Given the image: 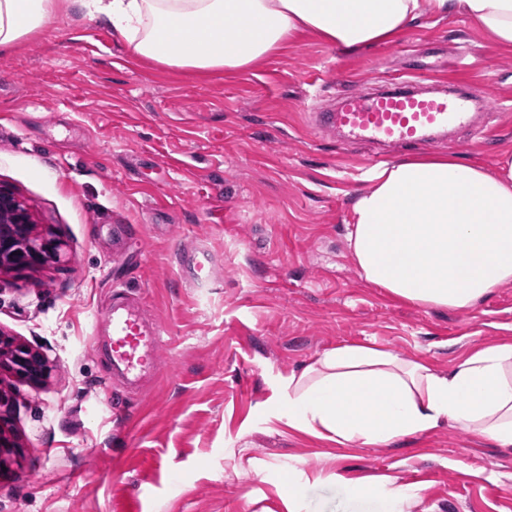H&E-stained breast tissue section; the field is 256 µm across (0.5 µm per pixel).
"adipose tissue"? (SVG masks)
I'll list each match as a JSON object with an SVG mask.
<instances>
[{
  "label": "adipose tissue",
  "instance_id": "1",
  "mask_svg": "<svg viewBox=\"0 0 512 512\" xmlns=\"http://www.w3.org/2000/svg\"><path fill=\"white\" fill-rule=\"evenodd\" d=\"M106 20L141 58L171 69L250 70L312 32L349 50L386 43L420 16H466L512 47V0H0V52L59 15ZM348 232L365 280L424 308L465 310L512 282V155L492 168L452 153L371 170ZM289 426L339 444L390 445L449 424L512 447V342L442 374L364 345L289 376Z\"/></svg>",
  "mask_w": 512,
  "mask_h": 512
}]
</instances>
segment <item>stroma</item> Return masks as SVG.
<instances>
[{
	"mask_svg": "<svg viewBox=\"0 0 512 512\" xmlns=\"http://www.w3.org/2000/svg\"><path fill=\"white\" fill-rule=\"evenodd\" d=\"M457 78L496 97L431 150L494 167L512 155V47L460 14L358 52L308 33L230 75L141 61L78 13L0 54V186L62 244L59 261L0 272V331L49 365L0 403L17 444L0 512H512V447L449 425L339 445L277 404L293 371L340 346L444 373L512 341V283L456 311L364 279L347 233L371 160L311 125L349 93ZM189 247L213 252L214 282L179 274ZM116 288L163 332L136 390L91 340ZM368 478L378 496L356 497Z\"/></svg>",
	"mask_w": 512,
	"mask_h": 512,
	"instance_id": "stroma-1",
	"label": "stroma"
}]
</instances>
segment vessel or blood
<instances>
[{"instance_id":"1","label":"vessel or blood","mask_w":512,"mask_h":512,"mask_svg":"<svg viewBox=\"0 0 512 512\" xmlns=\"http://www.w3.org/2000/svg\"><path fill=\"white\" fill-rule=\"evenodd\" d=\"M493 96L487 86L474 87L469 99L422 96L402 87L372 97L350 93L344 96L340 108L315 113L314 123L336 128L350 142L424 148L441 136L470 128V99L484 102ZM180 272L195 284L217 276L212 254L198 248L185 251ZM101 320L112 333V366L128 384H136L142 373L157 367L162 332L156 323L148 321L138 300L127 291H114Z\"/></svg>"}]
</instances>
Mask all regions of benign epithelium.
Wrapping results in <instances>:
<instances>
[{
	"mask_svg": "<svg viewBox=\"0 0 512 512\" xmlns=\"http://www.w3.org/2000/svg\"><path fill=\"white\" fill-rule=\"evenodd\" d=\"M61 243L36 230L31 215L15 194L0 187V271L39 266L60 255ZM19 382L37 384L48 372L42 353L0 331V372Z\"/></svg>",
	"mask_w": 512,
	"mask_h": 512,
	"instance_id": "7a95c632",
	"label": "benign epithelium"
}]
</instances>
